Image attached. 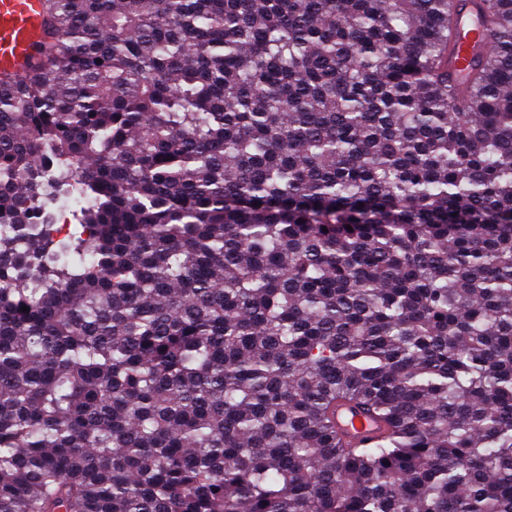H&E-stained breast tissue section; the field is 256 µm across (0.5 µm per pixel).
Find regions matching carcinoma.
Segmentation results:
<instances>
[{
  "label": "carcinoma",
  "mask_w": 512,
  "mask_h": 512,
  "mask_svg": "<svg viewBox=\"0 0 512 512\" xmlns=\"http://www.w3.org/2000/svg\"><path fill=\"white\" fill-rule=\"evenodd\" d=\"M45 9L0 83V512H512V0ZM336 422L340 431L350 441L375 438L384 431L381 422L343 403L336 408Z\"/></svg>",
  "instance_id": "obj_1"
}]
</instances>
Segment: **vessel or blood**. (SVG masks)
I'll list each match as a JSON object with an SVG mask.
<instances>
[{
  "label": "vessel or blood",
  "mask_w": 512,
  "mask_h": 512,
  "mask_svg": "<svg viewBox=\"0 0 512 512\" xmlns=\"http://www.w3.org/2000/svg\"><path fill=\"white\" fill-rule=\"evenodd\" d=\"M49 31L42 0H0V80L33 63ZM336 422L351 441L371 439L384 431L381 422L343 403L336 408Z\"/></svg>",
  "instance_id": "vessel-or-blood-1"
}]
</instances>
